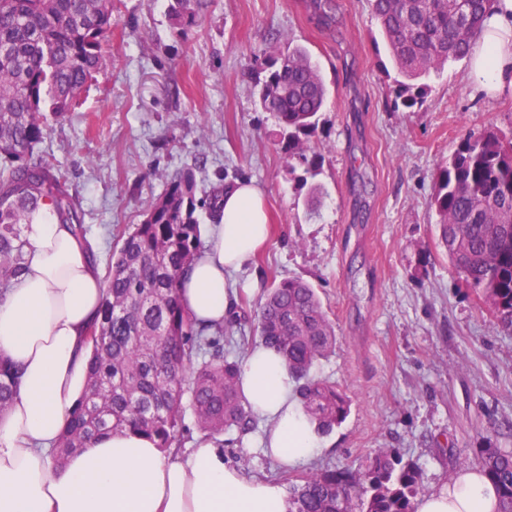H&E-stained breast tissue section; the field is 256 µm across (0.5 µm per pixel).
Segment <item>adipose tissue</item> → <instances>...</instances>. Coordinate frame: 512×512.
<instances>
[{
	"label": "adipose tissue",
	"mask_w": 512,
	"mask_h": 512,
	"mask_svg": "<svg viewBox=\"0 0 512 512\" xmlns=\"http://www.w3.org/2000/svg\"><path fill=\"white\" fill-rule=\"evenodd\" d=\"M477 94H512V0H496L470 56ZM207 248L181 284L197 324L223 323L240 269L269 237L259 191L246 180L225 189ZM27 270L0 296V355L19 369L16 393L0 418V512H288L284 488L246 476L213 441L174 458L136 433L103 435L63 467L49 453L87 378L88 329L105 292L91 241L76 239L45 204L26 224ZM283 359L264 345L245 358L240 389L267 422L265 452L288 466L321 453L294 398ZM493 483L476 467L418 499L416 512H497Z\"/></svg>",
	"instance_id": "obj_1"
}]
</instances>
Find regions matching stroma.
Returning a JSON list of instances; mask_svg holds the SVG:
<instances>
[{
	"mask_svg": "<svg viewBox=\"0 0 512 512\" xmlns=\"http://www.w3.org/2000/svg\"><path fill=\"white\" fill-rule=\"evenodd\" d=\"M169 0H112V55L42 149L65 178L108 268L168 176L197 171L212 191L254 182L270 215L266 246L230 280L299 278L316 288L336 334L314 368L350 399L319 435L325 451L287 467L266 429L222 437L224 459L285 484L313 470L365 467L390 450L421 469V491L447 484L481 448L512 450V333L452 271L430 206L434 178L472 130L512 128V95L473 94L468 60L423 76L421 108L393 107L389 57L369 0H335L323 25L310 0H204L197 25H173ZM299 45L328 95L310 142V200L289 170L274 117L254 95L256 57Z\"/></svg>",
	"mask_w": 512,
	"mask_h": 512,
	"instance_id": "obj_1",
	"label": "stroma"
}]
</instances>
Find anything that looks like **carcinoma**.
I'll return each mask as SVG.
<instances>
[{"instance_id":"1","label":"carcinoma","mask_w":512,"mask_h":512,"mask_svg":"<svg viewBox=\"0 0 512 512\" xmlns=\"http://www.w3.org/2000/svg\"><path fill=\"white\" fill-rule=\"evenodd\" d=\"M495 0H370L397 78L396 98L421 107L416 83L450 60L468 57ZM200 0H171L181 27L196 22ZM112 0H0V294L25 270L24 225L45 201L72 235L86 237L82 213L48 155L39 152L51 123L63 120L109 59ZM257 97L281 132L288 160L304 166L303 184L321 187L308 143L327 90L303 48L264 56ZM193 169L172 174L142 223L114 245L99 320L89 330L91 357L83 392L70 412L52 461L62 463L94 438L135 432L168 452L179 447L186 410L210 440L253 429L239 390L241 367L224 355L238 320L201 327L180 299L182 276L200 254ZM431 206L439 241L462 283L481 296L504 330L512 329V138L495 128L460 138L438 169ZM260 342L279 353L310 422L321 434L347 417L336 385L311 376L334 353L336 334L315 289L296 279L273 282L257 310ZM17 369L0 357V414L15 395ZM475 465L498 493L497 512H512V451L483 448ZM420 471L384 453L357 471L313 472L288 487V512H415Z\"/></svg>"}]
</instances>
